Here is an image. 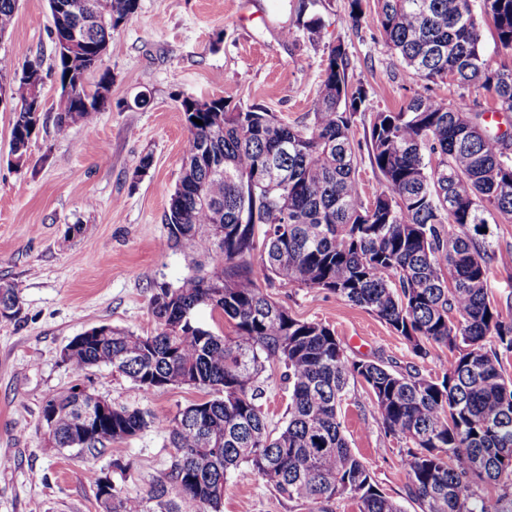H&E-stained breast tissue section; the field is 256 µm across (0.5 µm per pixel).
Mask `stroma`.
I'll use <instances>...</instances> for the list:
<instances>
[{
    "instance_id": "1",
    "label": "stroma",
    "mask_w": 512,
    "mask_h": 512,
    "mask_svg": "<svg viewBox=\"0 0 512 512\" xmlns=\"http://www.w3.org/2000/svg\"><path fill=\"white\" fill-rule=\"evenodd\" d=\"M350 0H139L136 14L111 41L101 65L111 92L87 123L57 125L62 89L54 66V26L48 0H19L13 24L0 36V57L40 59L44 112L27 158L10 154L16 114L0 109V283L17 289L18 316L0 317V512H102L96 478L108 475L123 495L147 496L166 480L176 456L165 433L149 429L124 444V470L111 452L90 456L58 448L41 428L50 395L83 384L116 408L173 415L211 399V390L180 385L142 390L101 364L75 372L62 358L77 335L110 325L155 333L150 311L156 285L178 284L191 272L187 256L164 249V215L182 174L188 131L179 101L186 96L257 105L291 125L309 123L328 49L343 44L348 83L364 86L371 111H398L413 97L474 101L489 129L512 124L477 84L425 82L407 75L372 24L348 21ZM315 29H307L310 19ZM146 172H139L142 160ZM495 252L491 288L512 303V223L486 226ZM262 291L302 321L323 323L346 344L351 359L415 367L442 375L448 350L415 356L408 343L368 310L326 291L262 284ZM282 367L262 377L259 403L270 427L287 420L290 400ZM350 447L382 491L403 512H419L407 492L401 444L386 436L361 386L350 387L341 410ZM261 478L233 472L223 512H309Z\"/></svg>"
}]
</instances>
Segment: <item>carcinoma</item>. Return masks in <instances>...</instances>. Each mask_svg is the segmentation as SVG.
Listing matches in <instances>:
<instances>
[{"mask_svg":"<svg viewBox=\"0 0 512 512\" xmlns=\"http://www.w3.org/2000/svg\"><path fill=\"white\" fill-rule=\"evenodd\" d=\"M58 1L80 8L60 16ZM49 4L54 28H73L104 50L138 9V0ZM16 5L0 0V34ZM480 11L494 21L497 47L511 53L512 0H480ZM367 21L419 79L478 83L512 110V69L486 59L474 0H377ZM54 59L61 83H79L58 113L59 127L89 121L104 106L98 92L108 73L91 88L88 75L101 62L58 45ZM347 66L343 46H333L303 126L222 97L180 101L189 136L165 213V247L180 250L203 236L204 260L152 296L155 334L111 327L82 345L70 342L69 362L78 371L110 364L147 392L190 385L214 398L172 417L114 408L89 436L79 433L86 401L75 388L49 396L41 410L48 440L91 456L147 429L168 435L177 449L168 481L137 499L138 512H221L224 484L238 470L311 512H334L344 496L358 512H403L343 434L339 412L351 381L366 389L384 433L405 443L400 462L420 512H512V378L501 369L512 354V316L490 299L492 256L482 234L491 219L512 223V143L467 132L460 117L476 122L481 113L463 98L451 105L420 95L397 112H373L363 86H349ZM29 70L41 64L0 66L18 108L10 152L22 160L42 114ZM366 111L368 155L383 181L371 199L358 187L351 135L355 115ZM452 224L460 233L446 230ZM262 280L365 308L418 357L444 345L448 369L434 379L352 360L331 328L292 317L262 292ZM200 308L222 315L235 336L198 323ZM19 311L17 290L0 284V317ZM271 361L283 364L291 389L288 421L277 432L258 404ZM104 482L96 478L104 512H129L130 498L117 488L103 497ZM484 484L501 493L481 496Z\"/></svg>","mask_w":512,"mask_h":512,"instance_id":"cac0c4a2","label":"carcinoma"}]
</instances>
